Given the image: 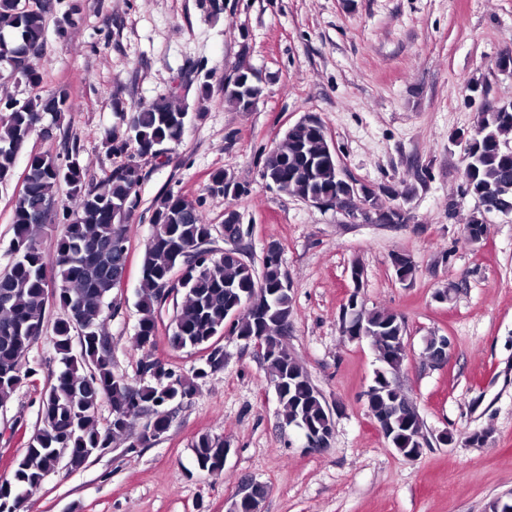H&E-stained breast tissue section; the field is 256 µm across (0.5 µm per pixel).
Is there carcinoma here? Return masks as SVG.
Masks as SVG:
<instances>
[{
  "instance_id": "cac0c4a2",
  "label": "carcinoma",
  "mask_w": 512,
  "mask_h": 512,
  "mask_svg": "<svg viewBox=\"0 0 512 512\" xmlns=\"http://www.w3.org/2000/svg\"><path fill=\"white\" fill-rule=\"evenodd\" d=\"M45 29L44 12L19 10L17 0H0V68L29 86L41 82L30 65L26 48H40ZM260 87L244 72L240 80L224 84V100L234 108H253ZM0 183L12 179L18 155L36 131L51 132L72 109L66 91L37 94L21 103L0 99ZM125 126L124 138H112L109 151L123 154L132 148L138 155H160L182 140L190 115L161 97L147 105L125 109L114 103ZM465 161V192L476 200H487L493 211L512 215V102L490 105L474 135ZM79 151L72 148L67 162L49 153L28 159L26 186L14 200L13 238L10 261L0 273V407L23 381L36 375L26 355L41 335L50 305L65 312L55 325L54 348L61 364L41 393L39 427L29 438L25 451L15 462L12 476L0 482V512H19L26 496L37 491L47 477L54 454L63 449L73 469L87 464L100 449L127 444L133 450L152 440L143 431L132 440L135 418L155 410L153 430L167 429L166 408L192 396L195 380L224 366V350L216 344L224 327L244 339L260 338L265 370L273 385L282 388L279 401L287 421L313 429H328L333 419L325 401L308 374L288 352L280 337L288 335L292 296L285 287L281 258L268 255L261 269L230 246L220 254L197 252L212 236L201 203L181 194L162 197L154 211L153 230L141 262L140 302L143 313L134 336L139 381L132 383L113 371L112 346L106 332L105 304L112 299L123 256L114 250L118 238H127L130 217L140 200L138 167L129 160L115 167L98 182L86 180ZM261 176L278 191L304 201L313 198L344 200L349 185L339 175L338 159L326 140L320 122H297L267 154ZM69 188L70 203L60 202L56 190ZM365 202L380 224H404L408 217L370 193ZM67 220L64 236L53 255L41 248L39 229L57 209ZM487 229L485 212L471 214L465 232L481 235ZM392 264L399 266L401 279L416 277L417 265L405 253H396ZM56 289L49 299L48 289ZM181 295L172 320L170 345L213 349L209 363L194 371L193 378L177 374L150 359L154 344L155 309L164 289ZM256 303L243 307L247 298ZM235 320H230L231 314ZM355 323L371 340L382 367L375 372L373 407L386 411L396 428L391 448L400 455H419L425 434L423 421L410 401L394 384L405 359L392 342L405 335L403 318L392 312L360 308ZM79 346H74V338ZM107 400L112 418L100 428L97 414ZM199 469L220 473L224 469V443L207 435L195 444Z\"/></svg>"
}]
</instances>
